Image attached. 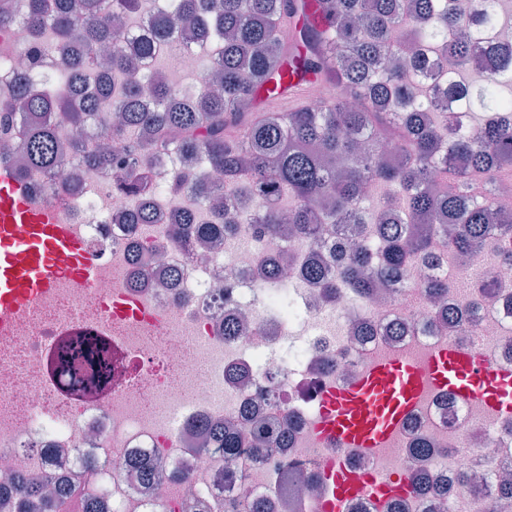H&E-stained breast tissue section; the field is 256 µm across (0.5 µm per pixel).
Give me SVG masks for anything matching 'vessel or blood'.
<instances>
[{
    "label": "vessel or blood",
    "mask_w": 512,
    "mask_h": 512,
    "mask_svg": "<svg viewBox=\"0 0 512 512\" xmlns=\"http://www.w3.org/2000/svg\"><path fill=\"white\" fill-rule=\"evenodd\" d=\"M277 72L279 87L257 98L261 108L303 103L317 84L313 74L289 65H279ZM65 259L75 281L88 283L96 277L97 269L85 259L71 226L49 208L35 205L14 173L0 167V307L18 309L34 295L52 290ZM431 389L448 390L490 415L512 414V369L493 366L480 348L446 344L421 366L395 356L370 363L356 381L326 399L320 434L340 448L371 452L387 447ZM329 476L327 512H342L355 497L379 504L387 499L386 478L367 476L345 461H337Z\"/></svg>",
    "instance_id": "1"
}]
</instances>
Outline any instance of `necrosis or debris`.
Here are the masks:
<instances>
[{
    "instance_id": "necrosis-or-debris-1",
    "label": "necrosis or debris",
    "mask_w": 512,
    "mask_h": 512,
    "mask_svg": "<svg viewBox=\"0 0 512 512\" xmlns=\"http://www.w3.org/2000/svg\"><path fill=\"white\" fill-rule=\"evenodd\" d=\"M36 47L54 52L22 23L0 28V103L10 101ZM181 166L172 149L153 166L156 207L210 223L207 205L187 196L170 201V175ZM24 179L35 200L52 203L61 221L75 227L98 274L85 285L62 277L54 291L23 309H0L1 472L46 483L65 476L77 490H92L102 512H214L224 498L261 502L270 512H319L320 495L285 499L273 495L271 483L284 471L321 472L341 458L369 472L408 474L420 488L407 500L409 512H489L491 497L473 496L470 482L492 483L512 464L511 416L491 418L434 391L410 414L392 448L375 455L320 440L317 424L323 397L350 385L383 353L418 362L452 342L479 346L496 365L512 368V306L504 300L477 306L463 334L424 324L435 305L424 284L436 273L452 282L448 301L454 304L464 273L478 282L492 279L511 295L512 266L452 253L442 269L413 266L390 284L385 302L357 299L346 289L334 301H321L301 267L327 261L325 249L298 251L246 227L190 261L186 246L166 238L161 225L130 223L139 202L117 194L111 175L73 169L57 201L46 191V173L31 171ZM293 251L299 265L287 278L275 284L257 279L263 258ZM236 311L248 316L250 328L228 340L224 319ZM297 326L305 335H294ZM77 330L112 350L110 383L86 396L72 391L56 367L60 340ZM271 373L281 381L278 404L265 391ZM248 407L266 418L289 419L288 445L238 460L228 485L223 460L199 447L201 430L214 421L241 420ZM421 439L433 450L423 468L410 454ZM462 442L463 453L457 450ZM142 456L162 459L178 477L148 495L131 465ZM441 480L448 497L435 509L428 488Z\"/></svg>"
}]
</instances>
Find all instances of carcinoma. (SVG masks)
Returning a JSON list of instances; mask_svg holds the SVG:
<instances>
[{
    "label": "carcinoma",
    "mask_w": 512,
    "mask_h": 512,
    "mask_svg": "<svg viewBox=\"0 0 512 512\" xmlns=\"http://www.w3.org/2000/svg\"><path fill=\"white\" fill-rule=\"evenodd\" d=\"M293 0H177L175 12L151 13L152 36L132 43L104 18L110 12L141 14L142 0H26L25 22L47 33L70 53V79L42 92L28 78L7 103L26 133L18 154L25 168L57 177L53 193L68 188L66 171L77 165L107 170L112 146L80 139L68 142L60 130L99 122L103 138L126 143L127 164L113 175L138 195L137 224H159L152 201L148 157L171 146L191 161L203 157L223 181L176 173L170 193L205 203L224 197L210 224L172 220L166 236L179 243L216 242L252 224L263 237H285L307 245L320 224L349 222L371 228L367 243L349 246L336 277L318 265L305 274L327 300L347 288L359 297L376 288V278L404 276L432 252V237L448 235L460 255L484 249L512 263V224L499 223V172L512 166V44L484 41L500 24L498 0H314L325 29L305 28L295 62L334 86L335 95L316 109L256 119L246 106L270 91L274 68L288 57L278 34ZM190 25L205 43L223 42L203 67L215 74L221 91L188 90L162 74H143L139 63ZM488 64L477 82L457 83L453 71L471 62ZM457 102L467 114L487 117L471 135L440 105ZM380 185L377 209L365 207L364 188ZM82 359L105 369L102 352L75 340L62 348V370ZM285 430L257 422L243 431L224 426L208 447L233 462L250 448L261 455L278 448ZM16 512H63L73 498L43 483L15 479Z\"/></svg>",
    "instance_id": "carcinoma-1"
}]
</instances>
